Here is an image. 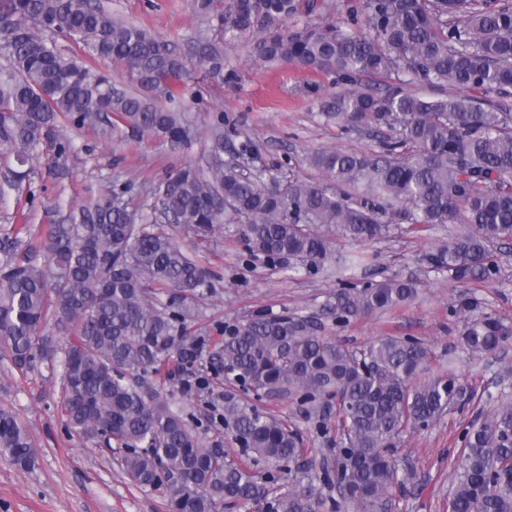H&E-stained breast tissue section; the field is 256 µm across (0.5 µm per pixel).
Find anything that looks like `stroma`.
<instances>
[{"instance_id": "obj_1", "label": "stroma", "mask_w": 512, "mask_h": 512, "mask_svg": "<svg viewBox=\"0 0 512 512\" xmlns=\"http://www.w3.org/2000/svg\"><path fill=\"white\" fill-rule=\"evenodd\" d=\"M155 2L151 8L146 0H112V7L164 38L195 40L204 23L194 12V0ZM187 84L191 99L186 106L197 134L191 143L172 145L125 133L105 143L92 130L78 132L65 125L60 133L72 140L70 152L58 157L51 146H41L31 180L36 199L27 211L31 234L41 235L50 225L62 223L68 206L89 203L116 178L133 183L139 205L149 208L152 188L167 172L201 161V135L219 113L224 116L225 163L240 162L239 152L248 144L257 152L259 165L281 178L315 179V171L302 162L308 152L375 145L367 137H347L319 119L316 100L332 92L331 76L289 63L263 64L252 58L245 42L225 45L223 76H213L208 65L198 64ZM166 230L212 274L213 291L202 299L201 310L202 333L213 341L223 327L259 314L321 313L328 294L339 286L332 272L294 273L250 256L233 224L205 239L175 224ZM449 231L446 224L419 233L406 223L391 224L374 241L341 245L343 251L363 254L356 270L359 280L412 279L418 295L399 308L329 326L327 335L357 346L387 334L412 336L432 347L434 364L458 359L470 374L463 401L428 429L406 434L398 442L397 452L413 479L395 492L382 512H446L463 429L477 414L491 409L498 396L512 395V341L495 355L469 356L457 336V319L448 312L462 289L427 260ZM192 374L207 379V388L182 387L177 396L186 421L212 442L220 432L213 408L222 402L224 374L214 369L207 355L197 360ZM61 398V369L40 364L23 375L0 356V406L16 414L37 455L34 468L25 471L0 454V512H169L161 491L136 486L127 478L118 454L67 431L59 412ZM273 412L288 420L314 454L338 447L336 417H329L326 429L320 430L295 405L277 404Z\"/></svg>"}]
</instances>
